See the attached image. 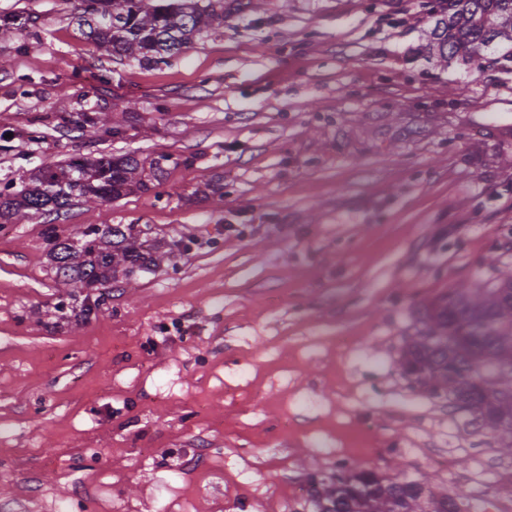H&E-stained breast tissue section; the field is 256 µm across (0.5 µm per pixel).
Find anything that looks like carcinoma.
<instances>
[{
	"label": "carcinoma",
	"instance_id": "obj_1",
	"mask_svg": "<svg viewBox=\"0 0 512 512\" xmlns=\"http://www.w3.org/2000/svg\"><path fill=\"white\" fill-rule=\"evenodd\" d=\"M81 35L110 55L152 66L181 53L216 21L241 15L254 0H81ZM430 53L448 60L478 52L495 42L512 45V0H439ZM73 124L118 137L121 125L104 116L80 113ZM164 173L160 159L133 155L77 156L41 166L19 186L0 190V223L59 211L76 201L112 202L147 192ZM49 256L56 277L78 292L100 288L122 274L130 278L156 264L150 240L132 224L78 231L77 241L60 240L49 228ZM414 335L398 360L403 374L422 379L421 389L448 393V407L468 416L466 425L492 432L512 447V273L491 288H450L418 311ZM316 512H331L343 500L345 512H476L472 498L428 481L382 477L353 467L329 479L310 481Z\"/></svg>",
	"mask_w": 512,
	"mask_h": 512
}]
</instances>
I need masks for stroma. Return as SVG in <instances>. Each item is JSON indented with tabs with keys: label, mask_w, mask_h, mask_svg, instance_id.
<instances>
[{
	"label": "stroma",
	"mask_w": 512,
	"mask_h": 512,
	"mask_svg": "<svg viewBox=\"0 0 512 512\" xmlns=\"http://www.w3.org/2000/svg\"><path fill=\"white\" fill-rule=\"evenodd\" d=\"M434 4L260 0L145 68L84 39L76 0H0L30 20L0 40V188L74 154L170 157L148 192L0 237V501L313 512L301 487L335 474L369 416L379 448L361 468L512 512V448L396 365L417 308L512 270V61L496 45L434 57ZM75 112L122 113L123 133L76 129ZM107 224L162 256L86 317L46 231Z\"/></svg>",
	"instance_id": "stroma-1"
}]
</instances>
